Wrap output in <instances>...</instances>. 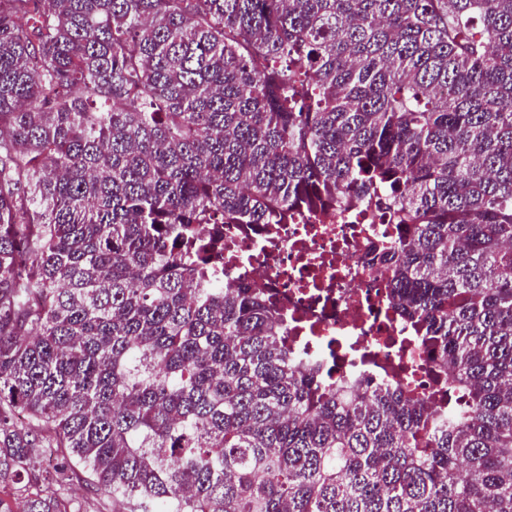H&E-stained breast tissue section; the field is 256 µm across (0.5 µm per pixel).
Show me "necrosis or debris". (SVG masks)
I'll return each mask as SVG.
<instances>
[{"mask_svg":"<svg viewBox=\"0 0 512 512\" xmlns=\"http://www.w3.org/2000/svg\"><path fill=\"white\" fill-rule=\"evenodd\" d=\"M221 230L224 246L212 263L272 299L299 369L330 376L344 392L383 385L458 415L448 378L431 370L424 337L392 307L371 265L378 244L396 241V225L332 208L312 219Z\"/></svg>","mask_w":512,"mask_h":512,"instance_id":"1","label":"necrosis or debris"}]
</instances>
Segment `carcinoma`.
<instances>
[{
  "mask_svg": "<svg viewBox=\"0 0 512 512\" xmlns=\"http://www.w3.org/2000/svg\"><path fill=\"white\" fill-rule=\"evenodd\" d=\"M382 211L467 400L342 395L203 224ZM512 512V0H0V512Z\"/></svg>",
  "mask_w": 512,
  "mask_h": 512,
  "instance_id": "obj_1",
  "label": "carcinoma"
}]
</instances>
